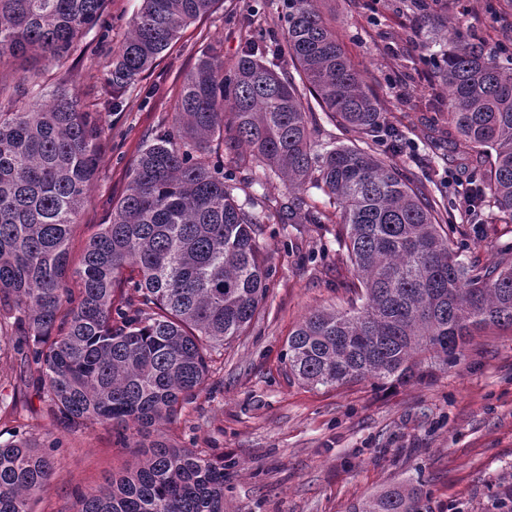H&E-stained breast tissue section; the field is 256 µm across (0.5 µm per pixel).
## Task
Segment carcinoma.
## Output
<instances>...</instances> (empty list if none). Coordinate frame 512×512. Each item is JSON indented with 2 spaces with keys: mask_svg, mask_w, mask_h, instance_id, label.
I'll list each match as a JSON object with an SVG mask.
<instances>
[{
  "mask_svg": "<svg viewBox=\"0 0 512 512\" xmlns=\"http://www.w3.org/2000/svg\"><path fill=\"white\" fill-rule=\"evenodd\" d=\"M108 0H0V58L59 61L84 30L109 38ZM218 0H142L129 35L112 49L106 102L124 95L182 31ZM283 10L282 37L246 9L247 47L232 70L209 46L181 86L176 131L156 137L130 171L110 223L70 263L72 227L94 179L97 113L59 87L44 99L41 76L0 77V354L12 353L61 424H108L138 466L94 493L77 512H225L224 458L169 440L159 426L193 404L224 345L243 336L266 299L261 224H330L316 189L337 212L336 245L352 266L359 299L310 311L284 354L288 374L311 386L370 380L405 385L463 356L469 337L512 328V242L497 261L459 258L462 233L445 195L417 186L375 151L398 145L373 89L351 64L312 0H265ZM409 8L440 30L433 81L448 87L455 152L479 181L467 188L468 223L512 222V56L458 30L429 0ZM356 143L315 141L313 113ZM244 143L283 199L239 201L224 151ZM75 281L77 287L68 286ZM59 441L0 440V512H29L53 470ZM353 512H427L406 485Z\"/></svg>",
  "mask_w": 512,
  "mask_h": 512,
  "instance_id": "obj_1",
  "label": "carcinoma"
}]
</instances>
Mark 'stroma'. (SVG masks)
Returning a JSON list of instances; mask_svg holds the SVG:
<instances>
[{"label":"stroma","mask_w":512,"mask_h":512,"mask_svg":"<svg viewBox=\"0 0 512 512\" xmlns=\"http://www.w3.org/2000/svg\"><path fill=\"white\" fill-rule=\"evenodd\" d=\"M239 4L219 0L127 91L122 110L102 112L100 163L73 229L72 260L111 220L141 150L171 129L179 89L202 50L219 47L228 68L240 56ZM140 5L111 0L112 32L102 50L36 62L46 91L64 85L82 103L102 101L112 48L126 37ZM314 5L378 92L389 122L404 130L399 163L444 185L470 177L464 156L423 149L428 137L448 136L439 109L448 89L430 80L435 63L426 46L436 35L429 24L405 0ZM484 6L485 0L440 4L490 45L501 44L512 10L502 9L491 29ZM335 230L302 224L286 234L281 225H265L260 244L273 277L259 316L245 336L225 346L215 382L163 432L187 448L216 449L231 462L224 482L229 512H352L365 497L399 484L421 488L431 512H492L499 488L512 485V329L478 331L458 363L406 386L361 381L325 388L288 376L282 355L289 333L310 310L341 305L353 279L330 244ZM17 400L14 411L0 412V436L24 430L60 441L54 472L31 512H75L77 492L96 490L133 465L132 449L117 445L110 426L59 425L30 385L18 386Z\"/></svg>","instance_id":"stroma-1"}]
</instances>
